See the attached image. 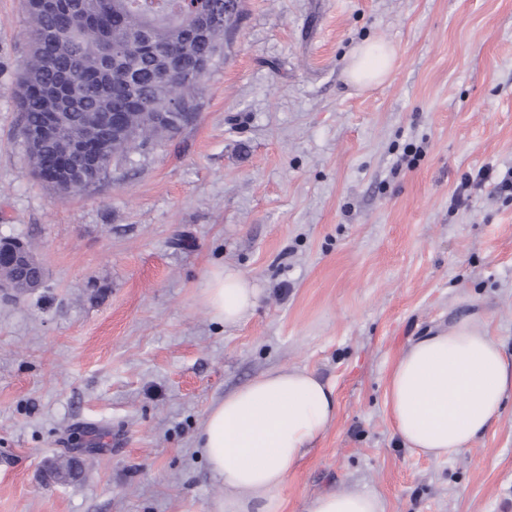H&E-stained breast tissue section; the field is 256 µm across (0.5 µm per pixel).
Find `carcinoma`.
I'll list each match as a JSON object with an SVG mask.
<instances>
[{
	"instance_id": "cac0c4a2",
	"label": "carcinoma",
	"mask_w": 512,
	"mask_h": 512,
	"mask_svg": "<svg viewBox=\"0 0 512 512\" xmlns=\"http://www.w3.org/2000/svg\"><path fill=\"white\" fill-rule=\"evenodd\" d=\"M52 14L25 0L30 55L15 98L22 112L25 153L36 177L61 195L95 190L112 168L134 152L174 139L201 109L202 81L224 59V35L235 25L237 0H209L212 12L229 23L193 36L183 0H64ZM67 71L76 74L60 104L62 125L41 138L49 99ZM176 112L183 122H165ZM77 140L94 156L87 165L70 153ZM86 461L65 457L49 477L58 484L82 478Z\"/></svg>"
}]
</instances>
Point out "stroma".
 Segmentation results:
<instances>
[{
    "instance_id": "stroma-1",
    "label": "stroma",
    "mask_w": 512,
    "mask_h": 512,
    "mask_svg": "<svg viewBox=\"0 0 512 512\" xmlns=\"http://www.w3.org/2000/svg\"><path fill=\"white\" fill-rule=\"evenodd\" d=\"M196 122L94 192L32 173L13 98L22 0H0V240L26 242L38 290L0 293V512H211L195 451L209 408L295 366L337 420L296 465L281 512L327 490L386 512H512V404L474 448L403 447L389 369L429 327L475 316L512 351V196L462 177L512 167V0H239ZM392 44L387 80L347 76ZM231 266L261 290L227 326L199 297ZM94 451L75 483L53 459ZM396 58L392 45L369 42L358 45L351 54L348 76L356 85L382 82L391 72Z\"/></svg>"
}]
</instances>
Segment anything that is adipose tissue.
Returning <instances> with one entry per match:
<instances>
[{"label": "adipose tissue", "instance_id": "obj_1", "mask_svg": "<svg viewBox=\"0 0 512 512\" xmlns=\"http://www.w3.org/2000/svg\"><path fill=\"white\" fill-rule=\"evenodd\" d=\"M393 46L369 42L351 54L348 76L382 82ZM260 293L240 271L213 270L202 303L225 325L238 324ZM385 404L401 444L436 461L473 447L512 400V356L478 321L463 317L426 329L393 362ZM333 387L304 368L269 371L208 410L198 448L223 489L212 512H281L280 492L295 466L337 417ZM308 512H385L377 495L329 491Z\"/></svg>", "mask_w": 512, "mask_h": 512}]
</instances>
